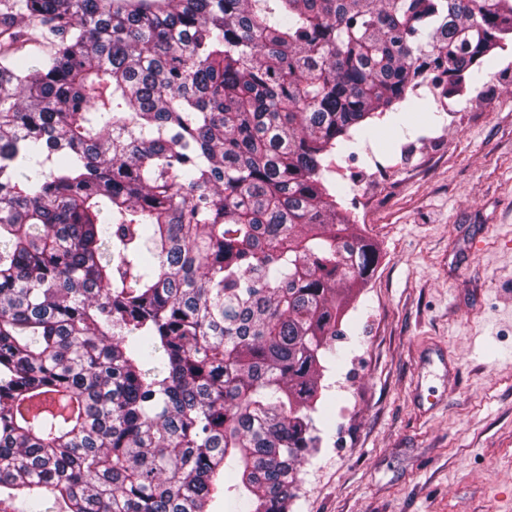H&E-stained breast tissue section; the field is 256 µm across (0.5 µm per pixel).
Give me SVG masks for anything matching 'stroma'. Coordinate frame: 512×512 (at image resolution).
<instances>
[{"label": "stroma", "mask_w": 512, "mask_h": 512, "mask_svg": "<svg viewBox=\"0 0 512 512\" xmlns=\"http://www.w3.org/2000/svg\"><path fill=\"white\" fill-rule=\"evenodd\" d=\"M485 68L451 97L408 94L324 160L379 261L288 512H512L511 36Z\"/></svg>", "instance_id": "stroma-1"}]
</instances>
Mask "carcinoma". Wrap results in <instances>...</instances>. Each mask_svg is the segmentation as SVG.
I'll list each match as a JSON object with an SVG mask.
<instances>
[{
	"label": "carcinoma",
	"mask_w": 512,
	"mask_h": 512,
	"mask_svg": "<svg viewBox=\"0 0 512 512\" xmlns=\"http://www.w3.org/2000/svg\"><path fill=\"white\" fill-rule=\"evenodd\" d=\"M506 35L512 0H0V512H288L378 261L324 158Z\"/></svg>",
	"instance_id": "cac0c4a2"
}]
</instances>
